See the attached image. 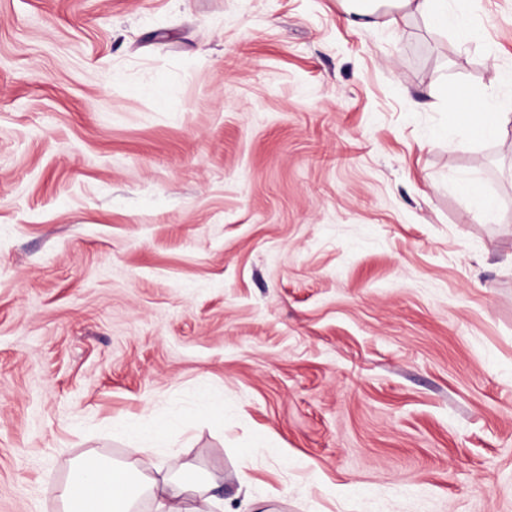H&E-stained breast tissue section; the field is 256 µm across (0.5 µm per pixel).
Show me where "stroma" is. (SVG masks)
Masks as SVG:
<instances>
[{"label": "stroma", "instance_id": "1", "mask_svg": "<svg viewBox=\"0 0 512 512\" xmlns=\"http://www.w3.org/2000/svg\"><path fill=\"white\" fill-rule=\"evenodd\" d=\"M345 17L0 0V512L171 420L142 472L225 512H512V124L434 134L504 97L512 0L465 51ZM463 183V189L468 197L469 205L476 212L490 214L496 209L498 205L497 200L494 197L477 190L474 181L464 179Z\"/></svg>", "mask_w": 512, "mask_h": 512}]
</instances>
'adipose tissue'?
<instances>
[{
  "label": "adipose tissue",
  "instance_id": "obj_1",
  "mask_svg": "<svg viewBox=\"0 0 512 512\" xmlns=\"http://www.w3.org/2000/svg\"><path fill=\"white\" fill-rule=\"evenodd\" d=\"M393 8L427 17L432 25L452 31L459 48L476 39L477 30L470 11L457 8V0H387ZM203 492L207 502L217 503L211 488L200 478L185 472L170 478L149 479L140 474L136 461L105 462L88 458L79 462L58 488L65 512H132L137 499L150 494L160 512H188L184 500Z\"/></svg>",
  "mask_w": 512,
  "mask_h": 512
}]
</instances>
